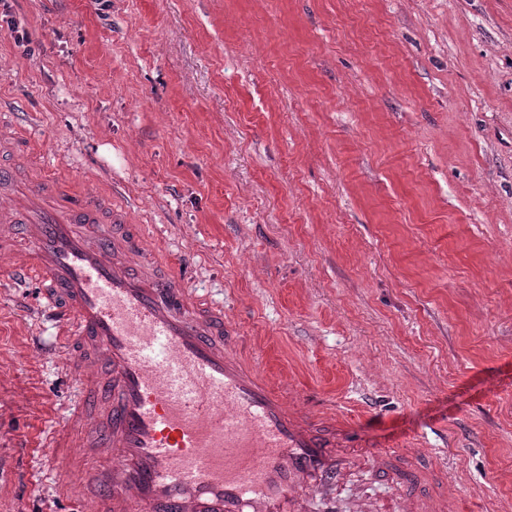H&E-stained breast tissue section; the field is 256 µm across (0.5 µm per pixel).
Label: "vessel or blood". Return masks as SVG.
<instances>
[{
    "label": "vessel or blood",
    "mask_w": 512,
    "mask_h": 512,
    "mask_svg": "<svg viewBox=\"0 0 512 512\" xmlns=\"http://www.w3.org/2000/svg\"><path fill=\"white\" fill-rule=\"evenodd\" d=\"M4 126L0 154L34 153ZM0 182V260L53 316L83 390L66 421L83 442L61 463L66 488L88 490L84 512H309L316 499L335 512V419L292 408L242 358L223 305L158 264L128 210L48 168L26 180L5 164Z\"/></svg>",
    "instance_id": "obj_1"
}]
</instances>
